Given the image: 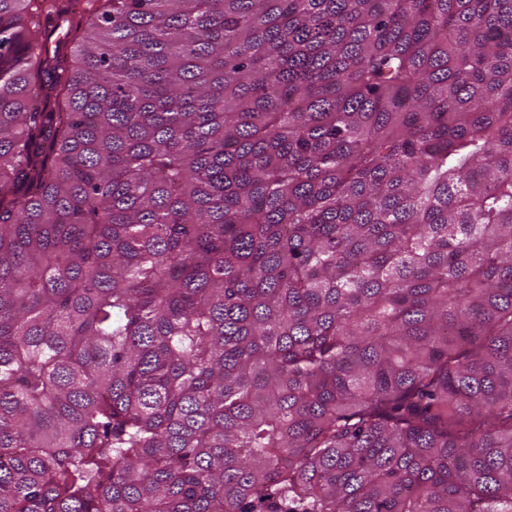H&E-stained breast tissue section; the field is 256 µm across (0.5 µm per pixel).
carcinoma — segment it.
I'll return each mask as SVG.
<instances>
[{
  "instance_id": "1",
  "label": "carcinoma",
  "mask_w": 512,
  "mask_h": 512,
  "mask_svg": "<svg viewBox=\"0 0 512 512\" xmlns=\"http://www.w3.org/2000/svg\"><path fill=\"white\" fill-rule=\"evenodd\" d=\"M0 512H512V0H0Z\"/></svg>"
}]
</instances>
